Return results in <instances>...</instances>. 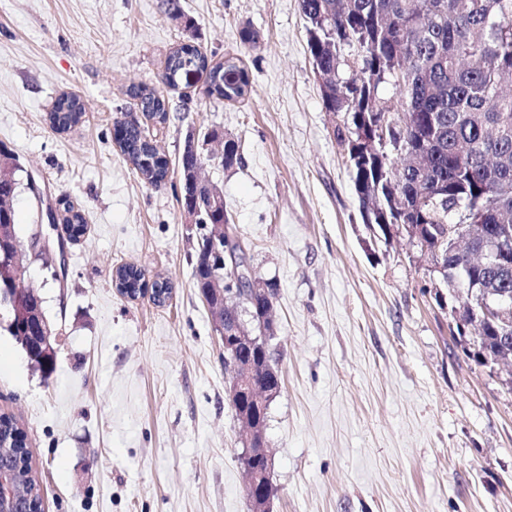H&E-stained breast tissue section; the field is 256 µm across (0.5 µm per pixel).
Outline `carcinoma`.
<instances>
[{
	"label": "carcinoma",
	"instance_id": "carcinoma-1",
	"mask_svg": "<svg viewBox=\"0 0 512 512\" xmlns=\"http://www.w3.org/2000/svg\"><path fill=\"white\" fill-rule=\"evenodd\" d=\"M307 19L308 48L319 72L321 99L336 114L334 136L347 157L358 150L367 161L353 168L360 205L362 196L378 192L384 209L366 218L369 224H404L420 251L440 252L446 273L460 287L512 297V0H300ZM352 48L356 61L345 58ZM198 55L208 72L209 91L227 100L242 99L250 89L244 69L226 61L209 65L191 44L167 58L164 83L178 85L180 58ZM394 82L401 96L395 130L387 143L373 139L389 110L381 87ZM130 95L137 106L159 121L167 119L164 102L139 86ZM83 115L74 95L59 98L50 113L53 126L67 130ZM123 151L152 185L168 177V161L150 144L137 120L122 122ZM375 140L376 150L367 151ZM4 173L0 197L16 196L20 166L0 150ZM241 162L239 146L224 140V168ZM200 167L194 153L183 152L181 185ZM68 238L86 230L78 212L62 218ZM224 206L202 211L200 224H227ZM473 228L475 238L454 247L459 226ZM23 261L0 258V290L18 288ZM119 292L135 298L144 290V273L133 265L116 269ZM152 299L161 306L172 293L164 279L153 281ZM49 329L36 293L23 295L10 308L8 330L14 337L39 336ZM512 348V322L486 324L475 333L472 357L494 361ZM21 456L19 488L40 499L25 435L15 420L0 417V443Z\"/></svg>",
	"mask_w": 512,
	"mask_h": 512
}]
</instances>
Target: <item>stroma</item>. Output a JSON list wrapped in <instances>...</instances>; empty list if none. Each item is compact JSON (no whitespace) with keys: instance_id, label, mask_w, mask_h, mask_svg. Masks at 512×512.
I'll use <instances>...</instances> for the list:
<instances>
[{"instance_id":"1","label":"stroma","mask_w":512,"mask_h":512,"mask_svg":"<svg viewBox=\"0 0 512 512\" xmlns=\"http://www.w3.org/2000/svg\"><path fill=\"white\" fill-rule=\"evenodd\" d=\"M0 0V144L22 167L14 199L27 285L54 330L51 374L0 315V415L27 436L42 512H250L224 351L194 285L201 234L177 197L189 135L211 162L254 278L274 283L282 388L268 409L271 512H512V392L499 366L467 357L449 310L428 288L429 262L401 225L366 223L334 138L299 0ZM257 31L256 45L240 30ZM248 71L244 99L211 95L205 74L161 83L184 43ZM164 95L168 119H144L129 95ZM79 95L82 121L49 114ZM140 119L169 161L155 187L113 128ZM71 205L86 231L57 241L48 209ZM132 264L172 296L122 295ZM192 150L194 153L185 149L181 157V194L179 201L182 204H184L185 199L184 187L192 178L195 177L196 169L201 166L196 157L199 159L209 158L208 160H218L217 162L220 163L221 166H224V169L232 168L234 165L241 162L239 146L233 139H224V150L216 157L212 155L204 156L203 154L198 153L199 151L194 140L192 142Z\"/></svg>"}]
</instances>
